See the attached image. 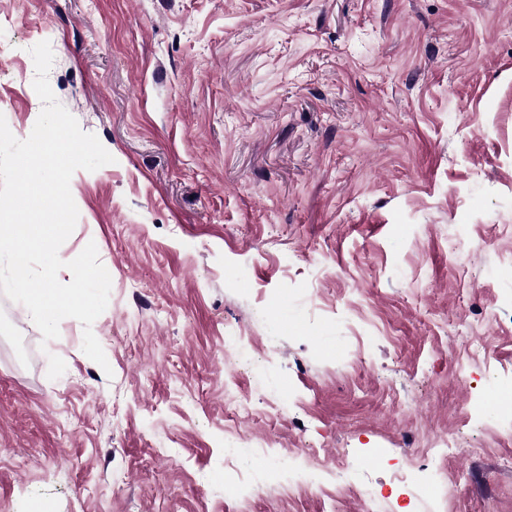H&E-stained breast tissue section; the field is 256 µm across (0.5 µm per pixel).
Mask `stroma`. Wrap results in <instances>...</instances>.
<instances>
[{"label": "stroma", "instance_id": "1", "mask_svg": "<svg viewBox=\"0 0 512 512\" xmlns=\"http://www.w3.org/2000/svg\"><path fill=\"white\" fill-rule=\"evenodd\" d=\"M43 41L114 158L59 249L111 277L110 368L0 293V512H512V0H0L21 140ZM232 429L282 458L230 501ZM300 448L329 485L289 486Z\"/></svg>", "mask_w": 512, "mask_h": 512}]
</instances>
